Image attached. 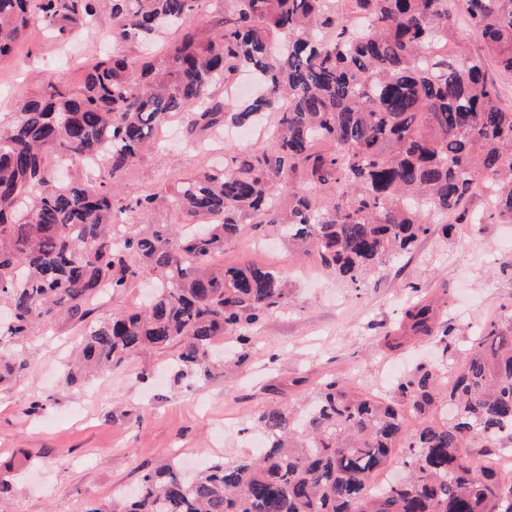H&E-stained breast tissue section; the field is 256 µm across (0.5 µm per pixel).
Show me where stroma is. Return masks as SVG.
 <instances>
[{"instance_id": "1", "label": "stroma", "mask_w": 512, "mask_h": 512, "mask_svg": "<svg viewBox=\"0 0 512 512\" xmlns=\"http://www.w3.org/2000/svg\"><path fill=\"white\" fill-rule=\"evenodd\" d=\"M110 51L139 73V45L113 40L109 13L64 43L33 25L12 57L0 61V119L9 120L48 78L78 86L82 68ZM274 127L270 117L247 137L208 132L200 152L190 153L179 121H171L130 167L121 192L169 189L179 178L222 167L232 156L268 146ZM255 222L244 219L214 262L271 267L283 275L288 298L254 331L243 364H234L230 351L237 343L228 336L212 351L213 378L193 385L167 378L173 355L167 349L131 357L111 376L66 391L59 378L82 324L60 318L29 338L24 375L0 386V463L13 467L9 512H86L109 504L179 448L227 463L254 456L259 411L297 405L327 378L387 393L396 369L455 364L478 327L512 314V223L454 225L412 253L387 257L354 289L317 256H295ZM416 289L439 305L438 325L452 326L448 350L422 339L397 349L386 345ZM36 398L43 407L30 410Z\"/></svg>"}]
</instances>
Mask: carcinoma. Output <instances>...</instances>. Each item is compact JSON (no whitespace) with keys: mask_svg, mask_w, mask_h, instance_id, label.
<instances>
[{"mask_svg":"<svg viewBox=\"0 0 512 512\" xmlns=\"http://www.w3.org/2000/svg\"><path fill=\"white\" fill-rule=\"evenodd\" d=\"M198 2L0 0V61L34 23L64 41L104 10L112 38L145 55L137 78L114 55L76 88L49 80L0 128V303L10 310L0 319L1 383L26 369L35 330L61 315L82 321L92 299L144 276L156 295L91 325L62 386L170 347L174 382L210 378L216 337L246 345L286 304L279 273L214 264L249 214L354 286L389 253L448 234L449 218L471 220L480 188L491 195L488 217L512 221V105L486 67L491 57L512 79V0H233L215 36L185 32L155 59L149 48ZM460 14L480 51L423 56L431 42H455ZM242 69L258 89L229 105L214 88ZM271 113L268 148L183 178L167 198L116 194L172 117L194 141ZM57 162L97 172L58 183ZM166 201L185 216L183 231L153 224L115 242L118 216L149 215ZM204 215L218 222L202 224ZM436 319L433 302L413 303L393 347L421 337L448 344L451 328L435 331ZM257 421L265 443L256 456L206 462L190 479L173 461L146 470L136 496L111 512H512V470L481 465L512 443V317L481 326L452 368L420 364L387 396L334 378L302 411L272 406ZM465 448L481 449L478 459ZM396 456L404 479L381 481Z\"/></svg>","mask_w":512,"mask_h":512,"instance_id":"1","label":"carcinoma"}]
</instances>
